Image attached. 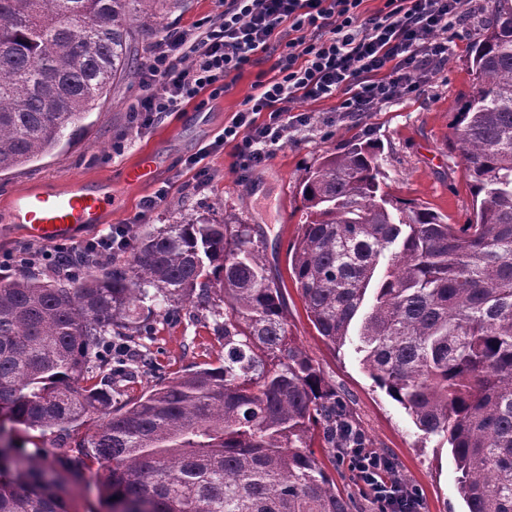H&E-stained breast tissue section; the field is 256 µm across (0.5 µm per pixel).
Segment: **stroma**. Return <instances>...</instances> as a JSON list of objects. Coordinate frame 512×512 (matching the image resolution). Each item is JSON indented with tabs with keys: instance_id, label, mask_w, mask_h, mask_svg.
Returning a JSON list of instances; mask_svg holds the SVG:
<instances>
[{
	"instance_id": "stroma-1",
	"label": "stroma",
	"mask_w": 512,
	"mask_h": 512,
	"mask_svg": "<svg viewBox=\"0 0 512 512\" xmlns=\"http://www.w3.org/2000/svg\"><path fill=\"white\" fill-rule=\"evenodd\" d=\"M223 16L224 0H157L151 30L132 31V53L139 65H146L155 43L167 32L199 33ZM468 46V41H459L449 53L428 97L381 104L352 116L337 112L332 99L304 102L310 125L289 133L287 144L247 173L235 167L231 147L217 146L216 141L256 81L276 77V54L246 67L229 92L202 91L179 111L146 123L133 114L146 94L140 77L122 78L91 114L92 124L81 142L0 172V275L17 274L6 258L22 250L39 254V267H51L44 255L52 251V244L30 239L12 223V198L32 190H58L78 179L111 182L119 201L118 210L104 223L80 233L83 241L119 225L156 231L185 210L217 222L249 225L263 243L269 277L282 287L293 343L329 386L345 396L373 448L393 455L403 478L419 492L421 512H465L446 440L418 430L407 410L374 384L362 365L358 338L338 349L318 334L294 284L288 249L306 218L301 176L323 155L351 143L379 146L381 192L389 201L404 207L419 204L447 216L449 223H467L472 195L462 154L451 139V124L454 102L472 89ZM154 151L160 160L151 181L128 184L127 168ZM195 155L202 161L193 168L188 160ZM162 188L167 191L165 200L152 212H143V200ZM152 350L151 366L135 379L118 381L113 405L132 401L156 381L192 366L222 363V292L212 289L208 304L179 306L175 317L158 321Z\"/></svg>"
}]
</instances>
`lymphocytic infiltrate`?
<instances>
[{"label": "lymphocytic infiltrate", "instance_id": "lymphocytic-infiltrate-1", "mask_svg": "<svg viewBox=\"0 0 512 512\" xmlns=\"http://www.w3.org/2000/svg\"><path fill=\"white\" fill-rule=\"evenodd\" d=\"M364 2L224 0L222 21L204 35L173 31L156 45L141 75L140 109L174 112L203 90L229 91L232 74L279 50L277 78L255 85L220 138L247 172L310 123L299 110L304 101L332 98L349 115L426 96L465 26L468 0H383L372 14ZM347 458L378 512H419L418 497L391 479L387 457L352 448Z\"/></svg>", "mask_w": 512, "mask_h": 512}]
</instances>
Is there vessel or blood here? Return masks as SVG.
<instances>
[{
	"label": "vessel or blood",
	"instance_id": "b4317fda",
	"mask_svg": "<svg viewBox=\"0 0 512 512\" xmlns=\"http://www.w3.org/2000/svg\"><path fill=\"white\" fill-rule=\"evenodd\" d=\"M116 207L104 187L79 182L53 192L34 190L11 202L15 223L28 237L46 243L76 237L80 229L102 223Z\"/></svg>",
	"mask_w": 512,
	"mask_h": 512
}]
</instances>
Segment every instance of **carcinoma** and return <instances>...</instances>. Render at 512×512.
Segmentation results:
<instances>
[{
    "instance_id": "obj_1",
    "label": "carcinoma",
    "mask_w": 512,
    "mask_h": 512,
    "mask_svg": "<svg viewBox=\"0 0 512 512\" xmlns=\"http://www.w3.org/2000/svg\"><path fill=\"white\" fill-rule=\"evenodd\" d=\"M154 2L0 0V172L81 137L134 68L131 27ZM476 27L453 127L473 219L390 209L375 147L350 144L300 179L291 269L332 346L361 320L366 372L419 430L447 439L468 512H512V0H493ZM133 239L122 260L76 252L42 278L32 256L0 278V512H76L67 480L91 462L108 512H355L307 438L319 425L340 458L359 428L288 336L250 227L182 214ZM215 284L224 362L113 406L112 336L127 350L116 372L135 378L158 309L206 303ZM92 414L94 432L68 442ZM21 430L50 446L25 449Z\"/></svg>"
}]
</instances>
